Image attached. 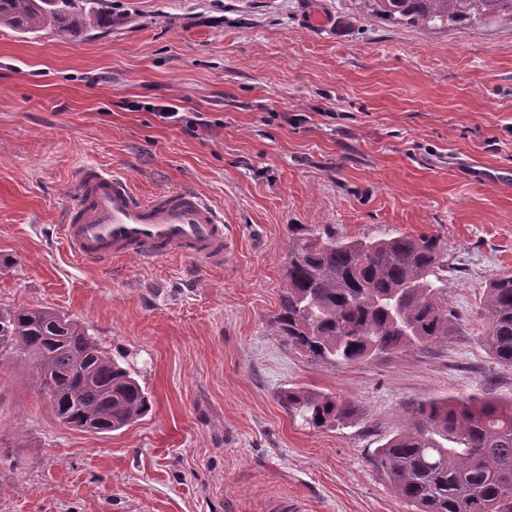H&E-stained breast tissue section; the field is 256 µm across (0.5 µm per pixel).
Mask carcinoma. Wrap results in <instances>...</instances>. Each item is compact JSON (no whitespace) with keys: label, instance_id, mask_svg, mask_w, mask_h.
<instances>
[{"label":"carcinoma","instance_id":"1","mask_svg":"<svg viewBox=\"0 0 512 512\" xmlns=\"http://www.w3.org/2000/svg\"><path fill=\"white\" fill-rule=\"evenodd\" d=\"M101 0H0V24L74 40L112 25ZM370 18L428 31L492 18L512 24V0H359ZM447 248L436 236L350 239L294 228L286 283L273 325L291 349L315 363L349 365L409 348L448 343L456 314L442 272ZM482 342L512 368V269L490 279ZM23 360L55 417L108 434L151 409L148 394L79 322L50 308H0V356ZM313 429L359 416L341 396L293 388L282 394ZM413 512H512V402L428 398L373 456Z\"/></svg>","mask_w":512,"mask_h":512}]
</instances>
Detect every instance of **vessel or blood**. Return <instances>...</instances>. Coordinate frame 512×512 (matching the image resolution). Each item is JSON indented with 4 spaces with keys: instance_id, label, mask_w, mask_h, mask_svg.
Here are the masks:
<instances>
[{
    "instance_id": "b4317fda",
    "label": "vessel or blood",
    "mask_w": 512,
    "mask_h": 512,
    "mask_svg": "<svg viewBox=\"0 0 512 512\" xmlns=\"http://www.w3.org/2000/svg\"><path fill=\"white\" fill-rule=\"evenodd\" d=\"M62 232L72 251L92 262L178 255L214 264L232 248L223 214L194 189L143 198L125 176L93 163L78 171Z\"/></svg>"
}]
</instances>
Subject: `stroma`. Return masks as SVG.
Wrapping results in <instances>:
<instances>
[{
	"mask_svg": "<svg viewBox=\"0 0 512 512\" xmlns=\"http://www.w3.org/2000/svg\"><path fill=\"white\" fill-rule=\"evenodd\" d=\"M104 0L75 40L0 26V307H49L130 368L152 407L108 434L64 426L24 364L0 366V512H412L371 463L412 405L512 399L485 350V285L512 269V25L420 31L358 0ZM178 107L161 120L158 104ZM195 124L188 133L187 124ZM223 212L220 266L80 260L59 226L81 165ZM297 224L440 237L447 345L316 365L276 336ZM361 407L313 430L280 395Z\"/></svg>",
	"mask_w": 512,
	"mask_h": 512,
	"instance_id": "obj_1",
	"label": "stroma"
}]
</instances>
